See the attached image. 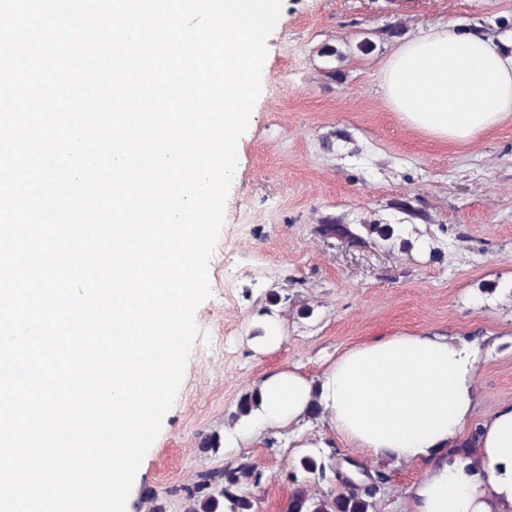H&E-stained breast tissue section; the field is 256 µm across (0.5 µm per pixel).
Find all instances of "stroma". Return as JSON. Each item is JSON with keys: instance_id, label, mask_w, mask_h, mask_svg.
<instances>
[{"instance_id": "obj_1", "label": "stroma", "mask_w": 512, "mask_h": 512, "mask_svg": "<svg viewBox=\"0 0 512 512\" xmlns=\"http://www.w3.org/2000/svg\"><path fill=\"white\" fill-rule=\"evenodd\" d=\"M449 22L511 39L512 0H283L209 263L211 295L194 314L199 335L130 502L153 490L168 512H185L179 487L247 463L262 475L245 488L257 512H285L297 460L331 455L346 473L384 475L374 512H408L426 462L370 457L321 415L247 442L233 419L270 374L294 369L315 381L345 350L388 336L480 345L467 428L512 403V118L468 143L437 140L407 127L380 88L401 41ZM327 45L335 55H322ZM329 217L355 234L405 225L412 247L318 234ZM430 238L440 257L420 250ZM269 313L285 339L258 353L250 342ZM212 433L219 452L200 453Z\"/></svg>"}]
</instances>
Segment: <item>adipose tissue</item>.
<instances>
[{"label": "adipose tissue", "instance_id": "ef3b65f1", "mask_svg": "<svg viewBox=\"0 0 512 512\" xmlns=\"http://www.w3.org/2000/svg\"><path fill=\"white\" fill-rule=\"evenodd\" d=\"M383 95L411 129L468 142L512 117V43L439 25L399 44L384 61ZM479 350L444 335L399 334L352 347L311 381L294 370L265 378L243 439L295 424L312 406L351 446L373 457L428 462L409 490L411 512H512V406L467 441Z\"/></svg>", "mask_w": 512, "mask_h": 512}]
</instances>
